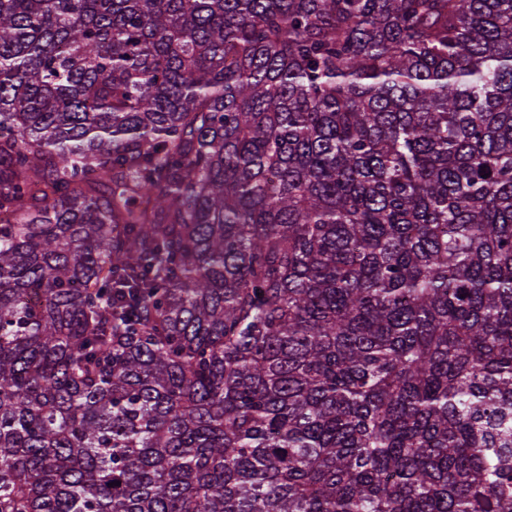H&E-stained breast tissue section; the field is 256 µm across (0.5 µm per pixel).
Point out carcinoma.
Returning a JSON list of instances; mask_svg holds the SVG:
<instances>
[{"label":"carcinoma","mask_w":512,"mask_h":512,"mask_svg":"<svg viewBox=\"0 0 512 512\" xmlns=\"http://www.w3.org/2000/svg\"><path fill=\"white\" fill-rule=\"evenodd\" d=\"M0 512H512V0H0Z\"/></svg>","instance_id":"carcinoma-1"}]
</instances>
